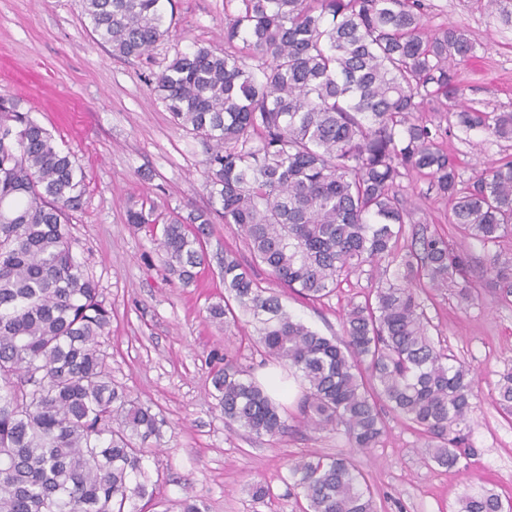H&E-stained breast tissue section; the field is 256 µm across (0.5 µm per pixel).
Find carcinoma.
<instances>
[{
  "label": "carcinoma",
  "instance_id": "obj_1",
  "mask_svg": "<svg viewBox=\"0 0 512 512\" xmlns=\"http://www.w3.org/2000/svg\"><path fill=\"white\" fill-rule=\"evenodd\" d=\"M79 0L101 47L140 59L173 39L164 3ZM423 0H224V49L198 43L149 80L174 123L205 147L208 210L163 213L151 203L128 223L159 235L170 275L194 282L217 223L236 224L253 262L302 297L330 296L341 277L387 262L374 297L352 303L342 336H323L267 293L251 268L224 257L218 321L238 307L259 324L257 351L300 374L302 419L341 430L351 448H373L386 415L415 424L425 463L454 467L470 443L475 381L429 334L421 292L456 288L469 260L444 237L423 234L399 248L412 209L396 190L411 173L429 177L465 239L512 237V160L468 182L443 136L480 131L512 140V112L460 102L456 65L476 45L456 26L424 22ZM448 112L423 119V104ZM88 175L75 154L19 103L0 95V512H128L133 501L171 512L148 467L163 420L112 381L100 338L111 311L75 254L70 215ZM487 271L512 297V261ZM212 386L224 421L257 437L280 435L288 414L253 371L222 358ZM495 403L512 415V367ZM302 512H374L370 487L350 457L302 456L283 478ZM257 502L275 498L256 482ZM458 512H512L492 488L466 493Z\"/></svg>",
  "mask_w": 512,
  "mask_h": 512
}]
</instances>
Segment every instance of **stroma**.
Listing matches in <instances>:
<instances>
[{
    "mask_svg": "<svg viewBox=\"0 0 512 512\" xmlns=\"http://www.w3.org/2000/svg\"><path fill=\"white\" fill-rule=\"evenodd\" d=\"M424 2L428 27L459 26L476 44L475 58L457 67L462 101L512 112V25H504L487 0ZM173 3L180 47L223 45L224 0ZM172 57L170 46L161 44L146 59L111 58L93 39L76 0H0V94L19 99L59 145L74 151L89 175L71 232L79 258L112 309L102 343L112 376L165 421L161 445L148 461L162 496L173 502L199 496L209 512H300L295 492L283 482L289 461L346 452L370 486L377 512H457L459 498L480 485L512 499V416L493 399L498 372L512 366V300L501 298L486 272L493 255L512 259V240L497 247L462 241L448 203L423 176L399 183L415 206L406 232L425 227L449 242H464L470 257V299L447 290L424 293L423 300L433 336L475 375L476 456L453 468L426 466L420 431L392 416L376 447L349 449L343 435L303 425L298 404L305 386L293 374L283 400L284 434L259 438L225 423L210 395L216 356L235 355L258 377L266 371L255 351L253 324L217 323L208 314L224 297V254L250 260L246 240L237 225H213L207 262L196 282L184 287L171 280L149 234L127 222L128 207L146 200L162 209L209 204L204 149L174 124L149 84ZM443 145L464 181L512 159V141L480 133L451 135ZM382 270L379 264L363 266L317 302L279 287L266 266H255L254 275L291 314L330 337L341 335L348 305L363 302L380 285ZM257 481L272 485L274 502L252 500L248 488Z\"/></svg>",
    "mask_w": 512,
    "mask_h": 512,
    "instance_id": "obj_1",
    "label": "stroma"
}]
</instances>
